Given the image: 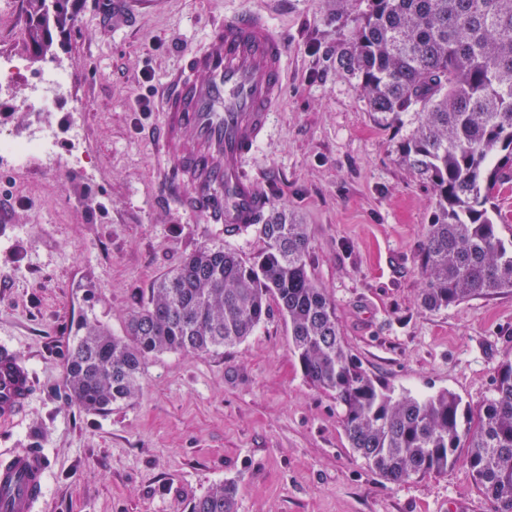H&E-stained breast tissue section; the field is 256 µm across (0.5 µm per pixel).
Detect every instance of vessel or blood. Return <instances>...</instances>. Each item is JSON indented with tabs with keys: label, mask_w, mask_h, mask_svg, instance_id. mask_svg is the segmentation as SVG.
Instances as JSON below:
<instances>
[{
	"label": "vessel or blood",
	"mask_w": 512,
	"mask_h": 512,
	"mask_svg": "<svg viewBox=\"0 0 512 512\" xmlns=\"http://www.w3.org/2000/svg\"><path fill=\"white\" fill-rule=\"evenodd\" d=\"M284 39L267 18L241 11L210 27L184 60L162 100L158 129L171 192L207 223L233 230L258 223L269 195L247 169L286 86ZM34 377L13 346L0 343V425L21 419ZM43 449L0 455V512H33L45 497Z\"/></svg>",
	"instance_id": "vessel-or-blood-1"
}]
</instances>
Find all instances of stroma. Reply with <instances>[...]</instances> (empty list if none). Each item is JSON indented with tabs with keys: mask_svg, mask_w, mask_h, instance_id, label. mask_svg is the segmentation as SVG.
Instances as JSON below:
<instances>
[{
	"mask_svg": "<svg viewBox=\"0 0 512 512\" xmlns=\"http://www.w3.org/2000/svg\"><path fill=\"white\" fill-rule=\"evenodd\" d=\"M267 15L286 41L279 112L248 162L272 208L306 225L308 272L336 308L349 352L395 394L448 390L472 408L512 359V292L422 307L419 252L434 197L398 160L417 119L379 122L361 87L336 72V0H77L54 65L70 75L40 122L48 155L0 161V342L36 373L0 450L44 448L50 487L39 512H187L212 485H237V512H494L468 467L386 483L350 448L334 395L313 387L278 313L242 343L150 357L136 398L108 414L73 406L64 387L80 317L123 335L130 314L184 257L224 244L252 257L254 231L225 233L167 198L156 133L160 102L206 28L240 10ZM24 0H0V56L25 66L0 97V134L31 124L23 101L41 72L23 45ZM83 112L72 109L74 101ZM81 164L69 161L73 151Z\"/></svg>",
	"mask_w": 512,
	"mask_h": 512,
	"instance_id": "stroma-1",
	"label": "stroma"
}]
</instances>
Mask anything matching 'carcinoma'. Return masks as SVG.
Masks as SVG:
<instances>
[{
  "label": "carcinoma",
  "mask_w": 512,
  "mask_h": 512,
  "mask_svg": "<svg viewBox=\"0 0 512 512\" xmlns=\"http://www.w3.org/2000/svg\"><path fill=\"white\" fill-rule=\"evenodd\" d=\"M25 2L26 42L42 61L54 56L55 35L73 28L74 0ZM335 62L378 119L418 117L399 160L435 195L420 250L421 305L512 292V228L497 204L512 182V0H366ZM257 231L264 249L253 259L222 245L186 257L124 335L80 321L64 376L72 403L96 413L125 404L149 357L233 346L274 304L304 377L336 396L350 447L380 477L400 484L462 461L495 512H512V361L476 411L449 391L394 396L345 346L332 300L308 274L306 225L275 213ZM187 512H237L236 484L213 485Z\"/></svg>",
  "instance_id": "1"
}]
</instances>
